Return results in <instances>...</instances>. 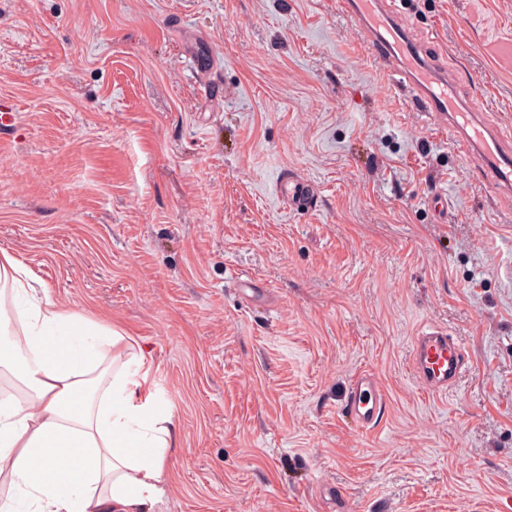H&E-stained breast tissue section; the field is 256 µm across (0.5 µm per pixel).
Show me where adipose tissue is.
Listing matches in <instances>:
<instances>
[{
    "instance_id": "1",
    "label": "adipose tissue",
    "mask_w": 512,
    "mask_h": 512,
    "mask_svg": "<svg viewBox=\"0 0 512 512\" xmlns=\"http://www.w3.org/2000/svg\"><path fill=\"white\" fill-rule=\"evenodd\" d=\"M40 283L0 249V369L29 391L0 399V512H158L175 422L150 354Z\"/></svg>"
}]
</instances>
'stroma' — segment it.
Returning <instances> with one entry per match:
<instances>
[{
  "mask_svg": "<svg viewBox=\"0 0 512 512\" xmlns=\"http://www.w3.org/2000/svg\"><path fill=\"white\" fill-rule=\"evenodd\" d=\"M403 2L512 129V0ZM0 97V248L150 351L177 425L160 512H512V196L337 0H0ZM285 171L316 211L280 207ZM430 327L465 350L445 396L409 371ZM363 371L388 398L367 432ZM386 404L385 393L373 374L362 372L352 380L346 405L350 417L359 428H373Z\"/></svg>",
  "mask_w": 512,
  "mask_h": 512,
  "instance_id": "35a3bbf8",
  "label": "stroma"
}]
</instances>
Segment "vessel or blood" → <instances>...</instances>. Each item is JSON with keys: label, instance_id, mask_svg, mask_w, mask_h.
Here are the masks:
<instances>
[{"label": "vessel or blood", "instance_id": "vessel-or-blood-1", "mask_svg": "<svg viewBox=\"0 0 512 512\" xmlns=\"http://www.w3.org/2000/svg\"><path fill=\"white\" fill-rule=\"evenodd\" d=\"M339 6L344 15L365 30L373 54L388 64L390 83L409 92L432 121L448 127L455 135L459 152L479 158L483 172L493 177L498 190L511 193L512 135L487 125L483 102L460 97L455 80L447 72L419 60L418 49L392 0H339ZM274 192L295 214L313 212L317 206L318 197L311 183L302 178L279 177ZM411 357L416 380L432 394L448 393L464 372L462 346L439 330L416 336ZM386 404V396L373 374L362 372L352 380L346 405L359 428H373Z\"/></svg>", "mask_w": 512, "mask_h": 512}]
</instances>
